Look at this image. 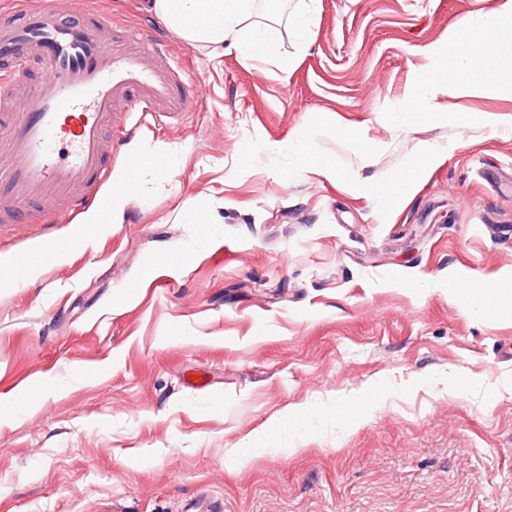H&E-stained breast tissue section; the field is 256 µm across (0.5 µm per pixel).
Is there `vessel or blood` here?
Here are the masks:
<instances>
[{
  "instance_id": "obj_1",
  "label": "vessel or blood",
  "mask_w": 512,
  "mask_h": 512,
  "mask_svg": "<svg viewBox=\"0 0 512 512\" xmlns=\"http://www.w3.org/2000/svg\"><path fill=\"white\" fill-rule=\"evenodd\" d=\"M103 16L54 0L0 9V224H70L106 215L112 158L140 125L170 124L192 107V84L149 28L101 34ZM30 96L16 86L33 64Z\"/></svg>"
}]
</instances>
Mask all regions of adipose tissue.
I'll return each instance as SVG.
<instances>
[{
  "label": "adipose tissue",
  "instance_id": "1",
  "mask_svg": "<svg viewBox=\"0 0 512 512\" xmlns=\"http://www.w3.org/2000/svg\"><path fill=\"white\" fill-rule=\"evenodd\" d=\"M152 8L172 32L209 48L213 55H223L228 46L259 57L275 52L267 27L253 20L257 0H153ZM481 33L479 40L455 43L440 59V69L451 64L466 68L475 60L490 58L488 35H495L501 45L512 42V0H496Z\"/></svg>",
  "mask_w": 512,
  "mask_h": 512
}]
</instances>
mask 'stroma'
Masks as SVG:
<instances>
[{
	"label": "stroma",
	"mask_w": 512,
	"mask_h": 512,
	"mask_svg": "<svg viewBox=\"0 0 512 512\" xmlns=\"http://www.w3.org/2000/svg\"><path fill=\"white\" fill-rule=\"evenodd\" d=\"M95 2L196 97L119 223L0 226V512H512V303L448 291L512 271V54L437 69L493 0H260L271 60ZM477 288H472L464 292L462 295L467 298V305L469 310L475 315H482L488 311L494 310L500 305V301L497 296H500L501 290L498 289L495 299L493 301H488L486 298V289L485 287L488 282H476Z\"/></svg>",
	"instance_id": "obj_1"
}]
</instances>
